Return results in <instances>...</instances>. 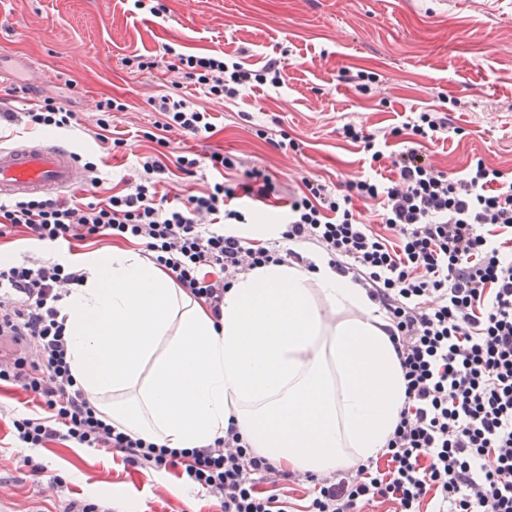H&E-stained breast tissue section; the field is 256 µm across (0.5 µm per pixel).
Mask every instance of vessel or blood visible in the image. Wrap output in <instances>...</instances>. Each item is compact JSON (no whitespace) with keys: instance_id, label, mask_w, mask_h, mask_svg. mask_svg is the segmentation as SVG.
<instances>
[{"instance_id":"b4317fda","label":"vessel or blood","mask_w":512,"mask_h":512,"mask_svg":"<svg viewBox=\"0 0 512 512\" xmlns=\"http://www.w3.org/2000/svg\"><path fill=\"white\" fill-rule=\"evenodd\" d=\"M87 177L75 153L59 141L0 146V199L70 191Z\"/></svg>"}]
</instances>
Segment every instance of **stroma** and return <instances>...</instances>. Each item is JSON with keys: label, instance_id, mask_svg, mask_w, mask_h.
Here are the masks:
<instances>
[{"label": "stroma", "instance_id": "stroma-1", "mask_svg": "<svg viewBox=\"0 0 512 512\" xmlns=\"http://www.w3.org/2000/svg\"><path fill=\"white\" fill-rule=\"evenodd\" d=\"M166 14L135 8L131 0H0L10 26L0 31V54L10 65L41 64L46 95L76 112L79 130L62 141L97 162L103 191H119L135 177L138 155L154 152L146 138L156 114L151 98L171 92L174 72L139 75L122 58L159 53L163 44L203 55L223 49L257 69L272 57L288 65L278 86L254 85L233 100L194 92L191 100L214 118L207 140L173 137L162 155L170 184L183 185L176 151H224L240 170L206 169L194 184L242 179L244 170L269 172L277 190L297 191L302 176L346 182L369 171L362 147L338 133L347 121L370 132L399 126L406 113L448 108L456 133L431 145L433 164L454 175L480 158L512 180V0H162ZM375 73L366 90L341 79L343 70ZM107 97L126 109L112 120L127 150L104 154L94 138L96 104ZM264 126L268 140L253 129ZM289 137L300 152L275 148ZM59 490L34 482L24 456ZM93 500L110 512H221L218 502L182 487L175 473L145 474L102 448L52 442L20 453L0 424V512H63Z\"/></svg>", "mask_w": 512, "mask_h": 512}]
</instances>
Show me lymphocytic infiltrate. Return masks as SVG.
<instances>
[{
	"label": "lymphocytic infiltrate",
	"mask_w": 512,
	"mask_h": 512,
	"mask_svg": "<svg viewBox=\"0 0 512 512\" xmlns=\"http://www.w3.org/2000/svg\"><path fill=\"white\" fill-rule=\"evenodd\" d=\"M122 63L143 74L174 71L185 87L230 100L255 84L279 85L286 67L285 59L272 58L253 70L221 50L187 55L169 44L160 55ZM152 106L161 147L176 131L203 138L214 131L211 114L187 95L165 94ZM2 121L68 131L77 115L47 97L23 112H1ZM451 127L444 110L410 113L382 135L344 123V138L363 143L387 175L361 176L342 194L302 177L301 196L266 244L227 230L246 221L231 200L274 189L257 168L242 187L216 182L185 197L163 190L164 166L141 156L136 179L105 199L0 200V238L20 233L60 253L0 265V337L19 347L0 361V386L24 392L31 405L8 414L17 447L65 441L113 450L150 473L180 470L186 482L219 499L223 512H291L280 492L291 473L256 455L236 425L213 445L179 450L100 418L70 373L61 303L83 280L72 257L80 243L144 246L216 319L235 277L287 260L310 271L325 254L386 311L405 403L381 461L318 480L308 512H363L386 501L394 512H512V181L480 159L456 176L436 169L426 146L447 139ZM392 138L401 139V148L384 153ZM357 200L378 203L375 224L355 214Z\"/></svg>",
	"instance_id": "obj_1"
}]
</instances>
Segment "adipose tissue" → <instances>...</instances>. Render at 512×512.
Here are the masks:
<instances>
[{
  "mask_svg": "<svg viewBox=\"0 0 512 512\" xmlns=\"http://www.w3.org/2000/svg\"><path fill=\"white\" fill-rule=\"evenodd\" d=\"M269 264L233 281L224 314L131 250L94 252L65 299L68 362L112 424L170 448H199L236 422L252 450L291 470L375 457L405 381L365 289L328 257Z\"/></svg>",
  "mask_w": 512,
  "mask_h": 512,
  "instance_id": "adipose-tissue-1",
  "label": "adipose tissue"
}]
</instances>
